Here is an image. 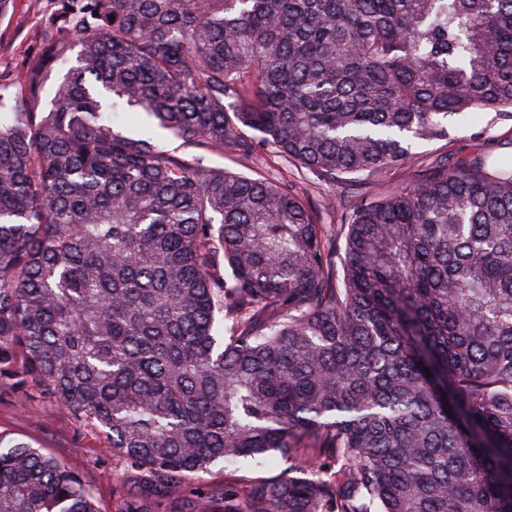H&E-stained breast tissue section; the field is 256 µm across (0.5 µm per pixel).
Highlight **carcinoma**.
Returning a JSON list of instances; mask_svg holds the SVG:
<instances>
[{"label": "carcinoma", "instance_id": "carcinoma-1", "mask_svg": "<svg viewBox=\"0 0 512 512\" xmlns=\"http://www.w3.org/2000/svg\"><path fill=\"white\" fill-rule=\"evenodd\" d=\"M33 5L0 68V386L104 438L112 512H512V155L411 151L512 108V0ZM142 113L182 152L115 125ZM261 146L361 198L324 224L208 163ZM0 512L98 510L0 436Z\"/></svg>", "mask_w": 512, "mask_h": 512}]
</instances>
